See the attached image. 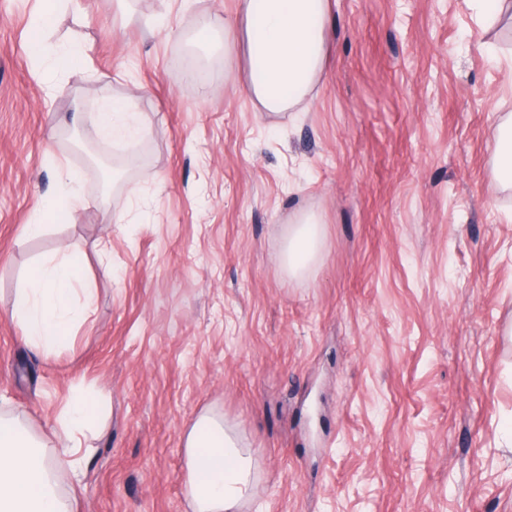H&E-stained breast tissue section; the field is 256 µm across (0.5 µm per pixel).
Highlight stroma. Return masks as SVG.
Wrapping results in <instances>:
<instances>
[{"mask_svg":"<svg viewBox=\"0 0 512 512\" xmlns=\"http://www.w3.org/2000/svg\"><path fill=\"white\" fill-rule=\"evenodd\" d=\"M236 9L0 0V411L41 437L100 402L61 487L76 512H192L183 433L205 412L254 456L242 512H512V189L492 170L512 17L332 0L319 83L275 117L244 55L189 76V36ZM111 99L148 116L138 160L98 144ZM310 212L321 256L291 278ZM60 253L96 291L48 356L9 311ZM322 242L323 226L319 215L305 214L300 223L290 224L281 255V265L288 276H300L316 263Z\"/></svg>","mask_w":512,"mask_h":512,"instance_id":"35a3bbf8","label":"stroma"}]
</instances>
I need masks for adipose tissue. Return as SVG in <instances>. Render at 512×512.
Instances as JSON below:
<instances>
[{
    "label": "adipose tissue",
    "instance_id": "1",
    "mask_svg": "<svg viewBox=\"0 0 512 512\" xmlns=\"http://www.w3.org/2000/svg\"><path fill=\"white\" fill-rule=\"evenodd\" d=\"M329 0H238L235 17L224 21L225 53L245 47L250 63H261L262 80L246 93L268 112L292 109L314 90L326 55L323 26ZM102 142L124 140L144 131L148 118L128 102L105 103L95 115ZM323 226L319 215H303L290 225L281 265L291 277L304 274L320 257ZM82 271L68 257L50 258L32 272L16 297L11 319L32 345L50 354L70 332L91 299ZM97 406L76 396L51 430L53 453H46L24 423L0 417V512H73L60 490L62 479H79L83 458L80 434ZM184 490L193 512H240L254 489L253 456L225 420L203 414L184 432Z\"/></svg>",
    "mask_w": 512,
    "mask_h": 512
}]
</instances>
